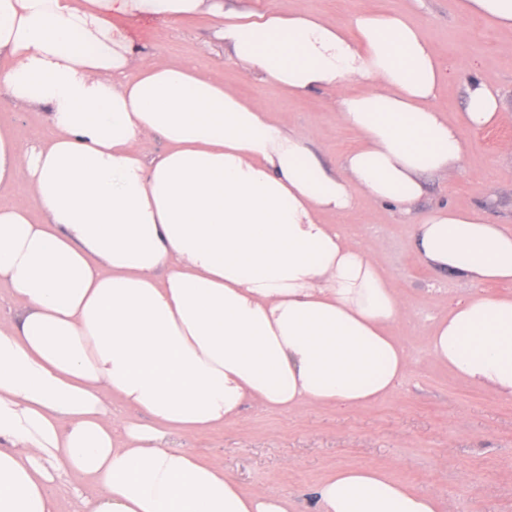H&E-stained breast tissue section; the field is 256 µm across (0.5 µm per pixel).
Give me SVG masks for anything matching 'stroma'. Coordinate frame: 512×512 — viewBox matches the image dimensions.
Listing matches in <instances>:
<instances>
[{"label": "stroma", "instance_id": "obj_1", "mask_svg": "<svg viewBox=\"0 0 512 512\" xmlns=\"http://www.w3.org/2000/svg\"><path fill=\"white\" fill-rule=\"evenodd\" d=\"M286 9L323 14L346 23L362 12H403L420 27L441 62L458 71L438 91L434 105L456 120L466 106L465 65L505 102L500 126L512 127V33L478 16L453 11L451 0H283ZM201 15L168 25L146 20L136 43L162 60H178L259 101L274 117L309 134L327 166L339 165L358 145L340 123L333 96L315 89L289 97L270 82L225 64L224 49ZM468 144L462 164L428 178L411 213L388 203L361 202L339 226L388 277L408 308L392 334L408 350L411 366L386 398L356 410L304 407L294 413L243 409L223 428L175 437L208 463L223 467L247 491L293 496L300 512H316L314 487L332 470L381 468L410 487L436 497L445 512H512V397L495 394L455 375L431 358L432 324L458 302L482 293L511 294V285L473 286L467 279L427 267L413 249V226L424 212L447 205L488 210L512 225V160L495 136L460 126Z\"/></svg>", "mask_w": 512, "mask_h": 512}]
</instances>
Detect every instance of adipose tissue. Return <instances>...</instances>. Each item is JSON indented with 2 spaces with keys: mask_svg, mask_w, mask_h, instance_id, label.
<instances>
[{
  "mask_svg": "<svg viewBox=\"0 0 512 512\" xmlns=\"http://www.w3.org/2000/svg\"><path fill=\"white\" fill-rule=\"evenodd\" d=\"M198 15L245 73L335 91L358 147L327 168L259 102L137 47L141 20ZM449 76L400 13L346 29L278 0H0V91L45 114L34 140L0 128V190L29 188L0 203V512H58L54 488L76 478L97 488L78 512H295L169 437L248 405L353 410L394 391L410 356L389 329L407 307L324 217L363 198L411 211L460 164L431 104ZM502 110L471 74L466 123ZM414 247L474 285L512 282V227L484 210H431ZM429 351L512 396V295L458 303ZM315 496L318 512H443L375 468L338 469Z\"/></svg>",
  "mask_w": 512,
  "mask_h": 512,
  "instance_id": "ef3b65f1",
  "label": "adipose tissue"
}]
</instances>
